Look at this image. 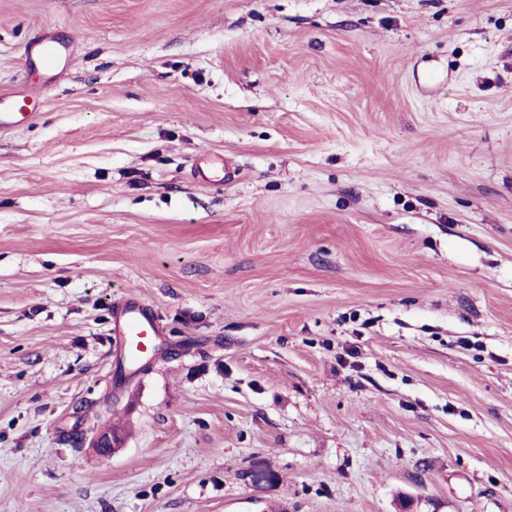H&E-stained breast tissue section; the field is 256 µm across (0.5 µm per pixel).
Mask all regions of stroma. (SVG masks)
Returning a JSON list of instances; mask_svg holds the SVG:
<instances>
[{
	"mask_svg": "<svg viewBox=\"0 0 512 512\" xmlns=\"http://www.w3.org/2000/svg\"><path fill=\"white\" fill-rule=\"evenodd\" d=\"M17 91L0 512H512V0H0ZM115 336H121L124 354L128 362H134L128 353H144L152 346L155 336H160L157 319L143 304L130 301L116 319ZM123 447L121 435L112 430L111 427L100 430L92 441V448L103 458L116 454ZM281 510H284V506L280 503H267L263 506H258L255 502L245 497L233 498L224 502L225 512H282Z\"/></svg>",
	"mask_w": 512,
	"mask_h": 512,
	"instance_id": "obj_1",
	"label": "stroma"
}]
</instances>
